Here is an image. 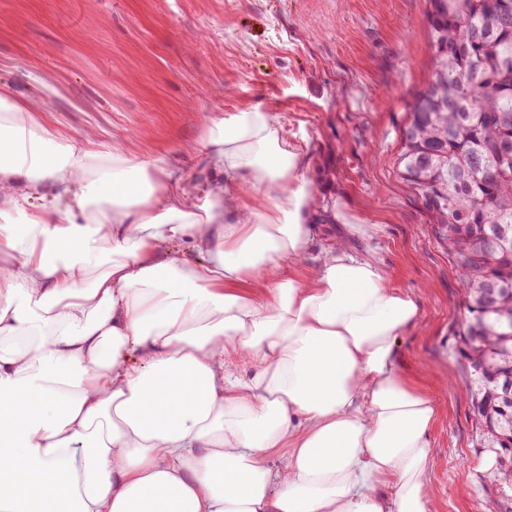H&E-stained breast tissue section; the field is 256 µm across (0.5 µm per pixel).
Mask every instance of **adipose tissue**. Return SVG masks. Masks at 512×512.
<instances>
[{"instance_id": "adipose-tissue-1", "label": "adipose tissue", "mask_w": 512, "mask_h": 512, "mask_svg": "<svg viewBox=\"0 0 512 512\" xmlns=\"http://www.w3.org/2000/svg\"><path fill=\"white\" fill-rule=\"evenodd\" d=\"M31 109L0 87V512H428L415 301L340 244L280 276L318 213L299 137L225 113L200 143L223 180L190 190Z\"/></svg>"}]
</instances>
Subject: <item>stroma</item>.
Listing matches in <instances>:
<instances>
[{
    "label": "stroma",
    "instance_id": "obj_1",
    "mask_svg": "<svg viewBox=\"0 0 512 512\" xmlns=\"http://www.w3.org/2000/svg\"><path fill=\"white\" fill-rule=\"evenodd\" d=\"M431 66L425 0H0V85L63 137L166 155L192 187L211 177L198 154L211 118L259 105L304 132L321 203L304 267L346 239L418 306L397 364L437 409L429 512H512L458 351L459 275L396 165Z\"/></svg>",
    "mask_w": 512,
    "mask_h": 512
}]
</instances>
